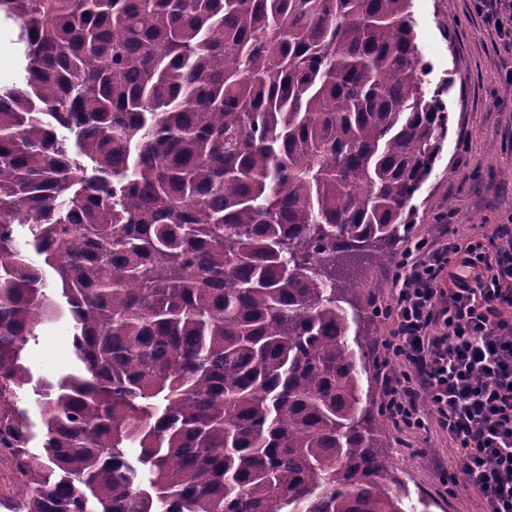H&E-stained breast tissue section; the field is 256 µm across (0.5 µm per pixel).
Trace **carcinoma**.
Segmentation results:
<instances>
[{
    "instance_id": "obj_1",
    "label": "carcinoma",
    "mask_w": 512,
    "mask_h": 512,
    "mask_svg": "<svg viewBox=\"0 0 512 512\" xmlns=\"http://www.w3.org/2000/svg\"><path fill=\"white\" fill-rule=\"evenodd\" d=\"M412 2L0 0L26 62L0 87V451L24 512H415L364 426L344 270L396 263L448 135ZM46 268L82 363L59 379L22 356L60 311ZM21 398L22 399L19 404L21 407L29 409V415L31 420V433L33 439L30 442L29 447L31 448V451L33 453L37 454V456L41 458L42 426L38 414L33 409L34 400L36 397L33 395L32 389L30 388L25 392V394Z\"/></svg>"
}]
</instances>
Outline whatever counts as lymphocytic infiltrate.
<instances>
[{
  "label": "lymphocytic infiltrate",
  "instance_id": "1",
  "mask_svg": "<svg viewBox=\"0 0 512 512\" xmlns=\"http://www.w3.org/2000/svg\"><path fill=\"white\" fill-rule=\"evenodd\" d=\"M383 312L386 356L406 363L387 382L401 430L437 423L457 459L453 490L478 512H512V225L484 246L408 241Z\"/></svg>",
  "mask_w": 512,
  "mask_h": 512
}]
</instances>
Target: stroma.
Returning <instances> with one entry per match:
<instances>
[{"label": "stroma", "instance_id": "1", "mask_svg": "<svg viewBox=\"0 0 512 512\" xmlns=\"http://www.w3.org/2000/svg\"><path fill=\"white\" fill-rule=\"evenodd\" d=\"M418 44L430 65L432 85H446L448 139L435 169L414 203L418 210L413 237L436 238L440 232L461 241L476 240L497 225L512 222V96L503 76L512 65L495 33L476 10V0H413ZM18 25L0 19V86L17 81L23 60L15 42ZM357 294L363 308L360 330L370 366V411L383 422L390 447L389 472L403 483L418 512H478L476 494L449 493L454 464L448 436L439 429L415 435L394 427L385 411L383 373L404 365L383 357L380 342L387 321L377 305L392 297V271L371 261L360 263ZM68 315L38 326L24 357L35 375L59 377L78 366Z\"/></svg>", "mask_w": 512, "mask_h": 512}]
</instances>
